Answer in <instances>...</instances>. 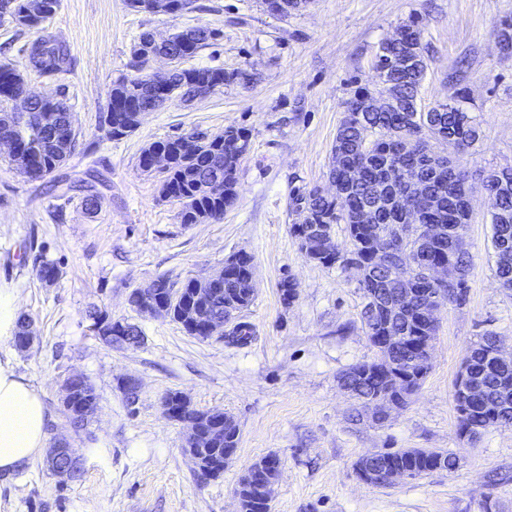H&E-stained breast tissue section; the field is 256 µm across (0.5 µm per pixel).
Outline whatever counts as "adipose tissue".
Here are the masks:
<instances>
[{
    "label": "adipose tissue",
    "instance_id": "1",
    "mask_svg": "<svg viewBox=\"0 0 512 512\" xmlns=\"http://www.w3.org/2000/svg\"><path fill=\"white\" fill-rule=\"evenodd\" d=\"M47 421L41 392L0 362V473L12 474L40 454Z\"/></svg>",
    "mask_w": 512,
    "mask_h": 512
}]
</instances>
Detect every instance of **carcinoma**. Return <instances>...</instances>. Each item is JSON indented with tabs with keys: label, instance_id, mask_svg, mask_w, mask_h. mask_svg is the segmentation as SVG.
<instances>
[{
	"label": "carcinoma",
	"instance_id": "cac0c4a2",
	"mask_svg": "<svg viewBox=\"0 0 512 512\" xmlns=\"http://www.w3.org/2000/svg\"><path fill=\"white\" fill-rule=\"evenodd\" d=\"M45 10L23 27L39 28L57 11L59 0H43ZM218 36L213 30L195 27L173 34L166 49L178 61L193 57L210 45ZM423 30L411 22L399 28L398 37L381 45L375 57L379 91L386 96L387 110L368 112L364 104L370 91L360 88L346 102L344 117L336 132L331 149L328 181L333 193L324 194L319 188L299 192L291 198L296 219L290 232L304 257L325 268L347 269L350 259L364 262L374 269L371 279L359 281L365 306L361 323L368 336H404L406 340L394 351L395 358L411 369L407 374L412 390L404 393L394 390L395 400L408 404L428 376L431 366L421 362V352L414 346L419 339H434L437 325L424 319L422 309L437 295L449 302L460 301L466 285L470 257L464 240L458 237L457 226L469 224V194L477 189L484 193L491 209L493 258L500 284L512 290V169L490 171L479 181H473L469 171L447 161L428 164L423 158L431 150L430 141L446 140L448 148L460 154L469 151L481 138L479 123L465 107L466 97L452 98L453 107L442 103L427 112L418 110V99L429 67V57L423 42ZM28 66L49 76H60L67 71L66 48L50 37H40L32 43L27 56ZM229 76L222 68H183L174 70L170 78L167 99L204 84L208 92L224 86ZM25 85L23 74L15 64L0 61V96L20 90ZM158 96L143 75L124 77L112 84L106 114L112 122L132 133L139 125L138 114L152 112L161 105ZM35 118L56 127V134L43 142L30 138L25 128L13 125L12 117L0 116V133L15 139L22 151L31 156V170L27 177L40 179L52 173L72 155L76 139L68 121V113L57 111L56 100L36 101ZM249 132L230 125L209 140L201 142L197 151H182L181 140L174 136L151 144L169 155V166L164 172L161 193L181 204L183 224H202L218 220L234 207L237 200V172L248 151ZM360 168V178L350 177L351 169ZM224 179V194L215 195L209 182L215 175ZM417 181L424 190L418 196H407L390 188L392 179ZM374 207L370 219L362 218L367 207ZM344 224L351 239V258L336 255L328 257L321 251L323 237L334 225ZM442 229L440 236L429 238L426 227ZM405 249L417 261V267L448 262L450 272L459 274L458 281L445 286L425 280L420 273L407 279L391 278L390 267L377 266L374 257L380 250ZM253 257L234 254L224 266V285L209 286L199 296L210 312L224 316V307L237 310L248 308L254 295L251 291ZM252 336V327L239 323L225 338L230 344H244ZM500 339L489 333L469 348L466 359L476 394L467 407L456 408L458 431H467L470 441H476L488 430L512 426V365L491 364L492 354ZM375 360H365L348 367L342 375L348 379L352 397L361 404L373 399L380 391L382 379ZM85 405H98V395L90 382L77 389L71 403L65 406L71 421L81 418ZM207 416L208 428L215 435V443L203 449L204 463L209 467L210 479L224 475V468L215 463L224 460V451L239 443V427L233 416L225 421ZM456 453L449 450L405 448L377 454L370 449L355 462L356 473L404 471L415 479L435 471L455 470ZM236 495L247 512H269L273 490L262 481L244 475L240 478Z\"/></svg>",
	"mask_w": 512,
	"mask_h": 512
}]
</instances>
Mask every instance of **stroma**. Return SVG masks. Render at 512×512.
Segmentation results:
<instances>
[{"label":"stroma","mask_w":512,"mask_h":512,"mask_svg":"<svg viewBox=\"0 0 512 512\" xmlns=\"http://www.w3.org/2000/svg\"><path fill=\"white\" fill-rule=\"evenodd\" d=\"M423 23L431 66L420 90L429 108L467 91L482 130L456 163L476 174L512 167V55L495 32L512 20V0H310L285 17L262 0H192L169 16L129 9L125 0H59L39 30L0 23V59L21 65L31 92H64L77 148L41 179L20 175L0 154V289L17 292L18 312L36 331L26 352L0 338V359L40 389L48 412L47 444L66 440L82 460L79 480L62 483L43 458L0 477V512H236L241 475L273 454L281 474L271 512H512V427L486 432L476 444L457 434L454 379L468 347L485 333L512 353V291L501 288L492 257L490 217L481 194L465 243L472 258L460 302L437 313L432 368L409 405L381 424L356 423L340 372L372 359L356 275L307 261L290 234L292 194L327 187L336 129L355 86L375 87L380 44L411 18ZM206 26L213 45L191 67L224 69L223 90L147 113L119 140L99 128L109 90L132 75L140 34L157 37ZM64 43L72 70L63 80L27 65L37 35ZM250 74V82L238 73ZM249 129L238 171V199L222 219L180 220L181 205L160 193L162 176L139 166L142 149L194 129ZM97 179V207L67 183ZM253 257L255 298L240 312L253 334L236 346L189 336L170 318L140 314L130 293L160 277L182 284ZM45 263L57 282L40 280ZM292 276L297 296L283 305L279 283ZM138 325V345H108L94 336L88 312ZM78 373L94 386L96 416L74 431L60 403L61 383ZM139 384L128 400L126 380ZM178 391L201 411L218 409L239 424L234 459L219 479L198 484L184 450L181 424L162 401ZM372 448H441L457 452L458 469L389 486L361 481L354 463Z\"/></svg>","instance_id":"obj_1"}]
</instances>
